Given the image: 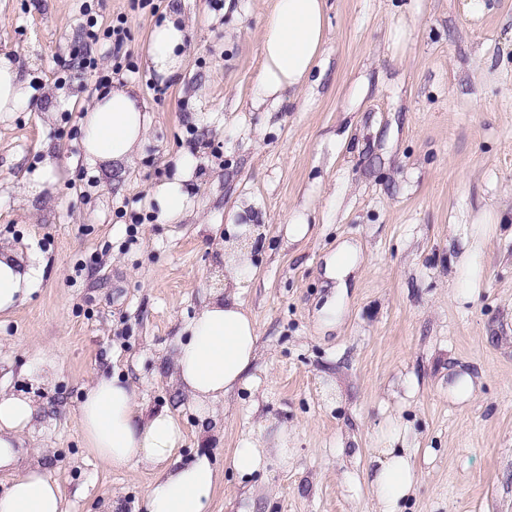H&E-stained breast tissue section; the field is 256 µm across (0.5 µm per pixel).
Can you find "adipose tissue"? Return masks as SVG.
<instances>
[{
  "instance_id": "ef3b65f1",
  "label": "adipose tissue",
  "mask_w": 512,
  "mask_h": 512,
  "mask_svg": "<svg viewBox=\"0 0 512 512\" xmlns=\"http://www.w3.org/2000/svg\"><path fill=\"white\" fill-rule=\"evenodd\" d=\"M186 34L174 11L154 26L148 62L160 80L182 71ZM260 39L262 64L253 107L298 97L309 87L327 40L326 0H273ZM31 98L29 82L17 64L0 54V116L28 108ZM152 121L134 88L113 83L81 119L87 162H131ZM196 171L194 156L184 154L172 178L151 190L148 200L162 220L179 221L192 208L187 184ZM218 246L224 257V289L203 302L170 357L173 386L205 424L216 421L218 404L230 401L248 382L259 352L255 319L241 298L249 254L232 239L219 240ZM38 279L33 264L16 250L0 247V318L14 315L35 291ZM38 414L33 397L0 392V468L15 471L0 493V512H69L59 483L41 460L22 465L17 459L16 450L34 433ZM79 423L88 455L108 469L153 472L146 512H210L221 475L208 454L182 462L179 450L186 443V430L177 412L147 409L134 383L100 376L84 387ZM405 441V436H393L374 458L371 489L377 512H402L420 480L421 471ZM287 461V448L272 454L261 439L252 438L234 449L230 465L245 478Z\"/></svg>"
}]
</instances>
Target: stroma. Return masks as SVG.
<instances>
[{"label":"stroma","mask_w":512,"mask_h":512,"mask_svg":"<svg viewBox=\"0 0 512 512\" xmlns=\"http://www.w3.org/2000/svg\"><path fill=\"white\" fill-rule=\"evenodd\" d=\"M271 5L0 0V54L34 90L0 120V244L40 272L0 323V390L39 403L33 441L71 512H144L153 478L86 456L78 407L100 374L181 416L183 459L224 470L212 512H371L370 459L397 432L423 473L407 512H512V0H327L318 83L268 112L252 98ZM172 10L188 54L161 83L144 56ZM90 16L102 29L126 17L132 68L118 77L154 114L141 152L113 168L82 156L97 78L70 49ZM187 151L194 213L165 224L147 196ZM49 160L51 190L27 196ZM295 210L310 233L293 242ZM245 214L264 243L243 294L260 354L206 435L169 358L224 285L210 225L233 238ZM345 241L360 261L330 326L324 267ZM251 436L287 445L289 466L240 479L228 460Z\"/></svg>","instance_id":"35a3bbf8"}]
</instances>
